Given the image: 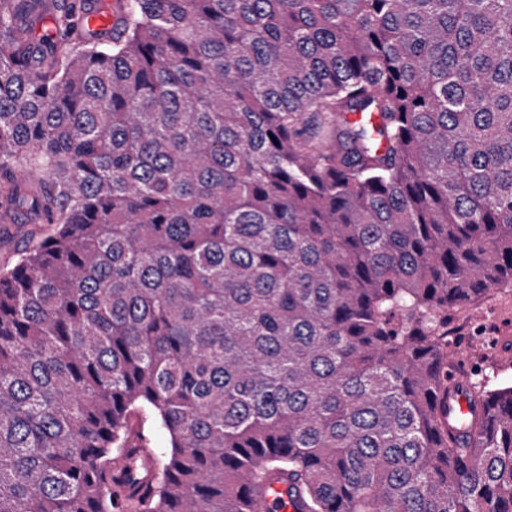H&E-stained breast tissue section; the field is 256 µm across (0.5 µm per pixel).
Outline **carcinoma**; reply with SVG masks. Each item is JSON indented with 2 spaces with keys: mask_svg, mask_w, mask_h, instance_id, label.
<instances>
[{
  "mask_svg": "<svg viewBox=\"0 0 512 512\" xmlns=\"http://www.w3.org/2000/svg\"><path fill=\"white\" fill-rule=\"evenodd\" d=\"M92 10L0 0V512H512V0ZM454 330L451 336L457 348L453 361L462 367L461 375L483 377L489 388L512 385V288H494L481 303L458 310L451 328ZM504 336H509V341L502 345ZM489 337L493 342L482 344ZM461 375L455 367L449 369L448 377L460 389L448 400V419L451 417L457 428L465 431L472 403ZM272 495L266 497L262 511L264 512H300L305 510L290 490L284 485L274 483L271 487Z\"/></svg>",
  "mask_w": 512,
  "mask_h": 512,
  "instance_id": "carcinoma-1",
  "label": "carcinoma"
}]
</instances>
